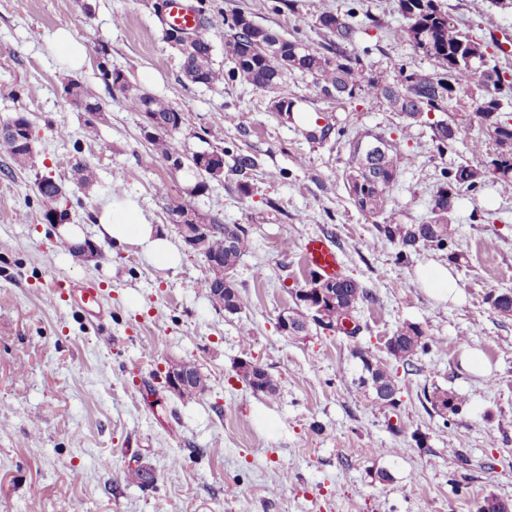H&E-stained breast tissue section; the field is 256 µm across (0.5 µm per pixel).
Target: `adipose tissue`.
<instances>
[{
    "mask_svg": "<svg viewBox=\"0 0 512 512\" xmlns=\"http://www.w3.org/2000/svg\"><path fill=\"white\" fill-rule=\"evenodd\" d=\"M96 219L98 239L119 244L134 242L143 247L151 262L168 267L178 264L179 257L169 241L142 216L133 199L104 204Z\"/></svg>",
    "mask_w": 512,
    "mask_h": 512,
    "instance_id": "1",
    "label": "adipose tissue"
}]
</instances>
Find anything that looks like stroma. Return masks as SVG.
Segmentation results:
<instances>
[{"instance_id": "35a3bbf8", "label": "stroma", "mask_w": 512, "mask_h": 512, "mask_svg": "<svg viewBox=\"0 0 512 512\" xmlns=\"http://www.w3.org/2000/svg\"><path fill=\"white\" fill-rule=\"evenodd\" d=\"M158 3L26 0L20 8L0 0V122L27 115L37 161L16 167L0 147V512H476L490 495L512 505V316L487 302L491 291L512 290V192L490 186L463 196L454 254L427 247L398 263L394 245L344 188L348 140L369 133L414 156L389 190L388 209L394 223H416L441 169L471 158L462 144L438 154L430 124L439 113L404 135L403 117L387 105L361 94L324 99L301 74L272 90L190 84L179 52L163 38ZM441 4L484 45L491 64L512 73L511 8L495 0ZM202 6L221 66L224 18L241 9L315 49L326 41L317 16H348L355 28L349 53L393 86L400 67L435 69L400 37L397 0ZM61 27L88 48L80 71H65L48 43ZM103 49L133 86L183 113L172 135L180 153L208 143L225 149L223 182L194 193L193 171L151 155L141 114L110 95L100 77ZM71 80L102 104L96 139H85L86 115L65 98ZM292 95L303 99L299 111L273 110V100ZM238 153L259 161L246 197L231 170ZM79 161L95 168L93 185L79 183ZM271 171L281 179L269 181ZM39 174L62 183L70 221L90 241L101 206L132 197L180 264L159 267L138 246L109 241L101 256L78 257L37 210L31 186ZM179 204L202 221L216 217L248 231L252 249L233 271L239 313H224L200 291L206 262L168 216ZM318 235L333 240L344 274L376 297L356 338L319 328L286 337L278 328L292 305L290 288L309 277L303 244ZM437 265L452 270L457 299L425 292L420 272ZM81 286L100 288L104 319L77 308ZM409 323L439 342L417 352L413 372L384 349L386 337ZM357 348L384 360L398 388L396 407H373L359 392ZM473 349L489 377L464 368ZM244 359L272 376L274 396L254 394L238 376ZM183 360L207 376L203 396L186 400L166 389L169 366ZM437 388L462 397L458 413H439L425 400L424 391ZM135 462L155 472L154 483L124 481Z\"/></svg>"}]
</instances>
